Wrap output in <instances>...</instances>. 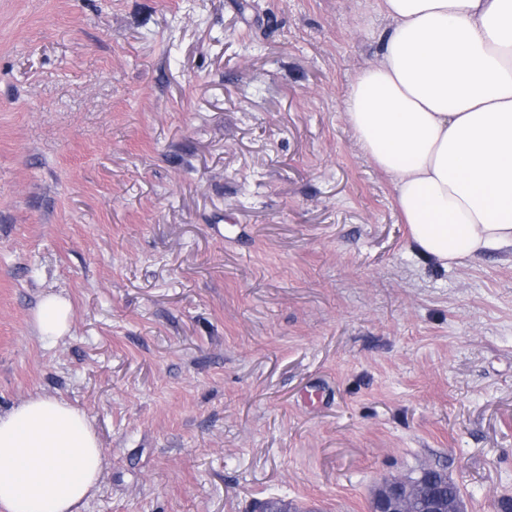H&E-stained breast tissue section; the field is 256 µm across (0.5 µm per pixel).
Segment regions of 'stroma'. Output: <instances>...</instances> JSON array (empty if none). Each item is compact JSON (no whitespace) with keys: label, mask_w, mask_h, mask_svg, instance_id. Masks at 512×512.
Here are the masks:
<instances>
[{"label":"stroma","mask_w":512,"mask_h":512,"mask_svg":"<svg viewBox=\"0 0 512 512\" xmlns=\"http://www.w3.org/2000/svg\"><path fill=\"white\" fill-rule=\"evenodd\" d=\"M376 0H0V409H81L83 512L512 496V253L414 248L345 94ZM73 303L40 341L42 296ZM74 310L71 301L60 295H48L38 303L32 318L33 328L45 343H55L70 330ZM431 477H435L438 485L435 483V480H431ZM437 491L444 498V502L447 505L446 512H456L453 509L459 502H464L461 496V491L459 487L448 478V476L439 469H432L426 472L425 474V489L426 491H430L436 487ZM418 492L409 479H392L379 485L373 494L371 512H409L408 498Z\"/></svg>","instance_id":"obj_1"}]
</instances>
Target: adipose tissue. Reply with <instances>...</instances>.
I'll return each mask as SVG.
<instances>
[{"instance_id":"ef3b65f1","label":"adipose tissue","mask_w":512,"mask_h":512,"mask_svg":"<svg viewBox=\"0 0 512 512\" xmlns=\"http://www.w3.org/2000/svg\"><path fill=\"white\" fill-rule=\"evenodd\" d=\"M392 26L350 85L345 119L391 176L417 249L444 266L512 249V0H378ZM71 301L32 318L54 343ZM98 436L67 401L0 410V512H80L104 471Z\"/></svg>"}]
</instances>
